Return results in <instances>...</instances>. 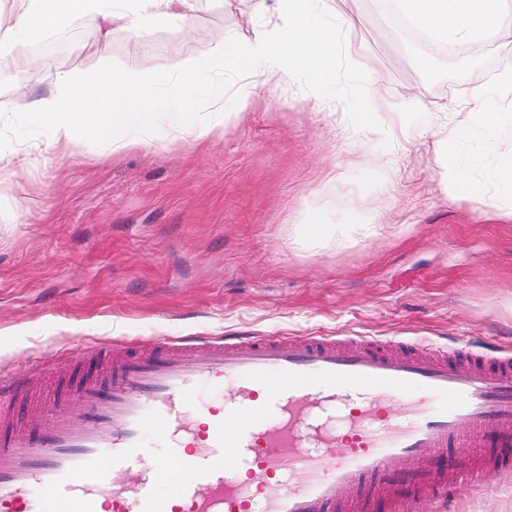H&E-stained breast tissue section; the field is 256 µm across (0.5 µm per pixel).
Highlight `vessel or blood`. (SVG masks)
<instances>
[{"label": "vessel or blood", "mask_w": 512, "mask_h": 512, "mask_svg": "<svg viewBox=\"0 0 512 512\" xmlns=\"http://www.w3.org/2000/svg\"><path fill=\"white\" fill-rule=\"evenodd\" d=\"M60 365L45 391L38 368L0 382V512H445L488 470L512 471L508 347L187 336L79 341ZM201 383L234 398L203 401ZM153 433L168 457L146 454Z\"/></svg>", "instance_id": "b4317fda"}]
</instances>
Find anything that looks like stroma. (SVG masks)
<instances>
[{"mask_svg": "<svg viewBox=\"0 0 512 512\" xmlns=\"http://www.w3.org/2000/svg\"><path fill=\"white\" fill-rule=\"evenodd\" d=\"M329 8L371 68L340 50L335 85L294 72L257 92L225 73L229 94L251 105L201 145L158 135L121 154L54 146L16 104L55 91L64 70L166 71L224 32L235 54L273 19L260 0H198L191 32L107 47L77 19L79 38L44 36L51 52L28 80L0 69V378L78 340L327 334L512 347V193L484 130L491 117L512 138L500 81L512 38L491 34L474 57L412 37L386 0ZM376 75L389 102L415 87L425 100L382 113L385 138L353 129ZM452 163L478 201L449 194ZM455 512H512V479L488 473Z\"/></svg>", "mask_w": 512, "mask_h": 512, "instance_id": "35a3bbf8", "label": "stroma"}]
</instances>
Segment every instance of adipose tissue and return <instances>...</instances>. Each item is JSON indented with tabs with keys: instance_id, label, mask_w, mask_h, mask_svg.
<instances>
[{
	"instance_id": "1",
	"label": "adipose tissue",
	"mask_w": 512,
	"mask_h": 512,
	"mask_svg": "<svg viewBox=\"0 0 512 512\" xmlns=\"http://www.w3.org/2000/svg\"><path fill=\"white\" fill-rule=\"evenodd\" d=\"M12 18L0 19V68L13 63L15 46L33 42L51 32L66 29L75 19L110 24L112 37L145 41L160 28L188 29L196 0H14ZM326 0H274L277 18L267 30L244 44L239 56H225L223 40L194 58L176 61L165 72L129 74L89 69L62 72L58 88L47 95H34L20 106L29 113L36 130L57 144L107 143L113 152L145 144L150 122L158 112H173L172 139L201 143L223 137L224 119L243 112L248 97L234 105L224 101V84L210 80L206 94L213 121L202 124L195 117L194 103L185 88L200 74L211 75L216 62L238 70L240 60L250 64L249 75L267 87L277 86L291 70L305 73L312 81L336 78L333 56L336 48L362 58V43L349 38L346 20L329 17ZM397 10L416 27L431 33L443 44L460 45L479 55L489 33L511 32L512 14L505 0H395Z\"/></svg>"
}]
</instances>
